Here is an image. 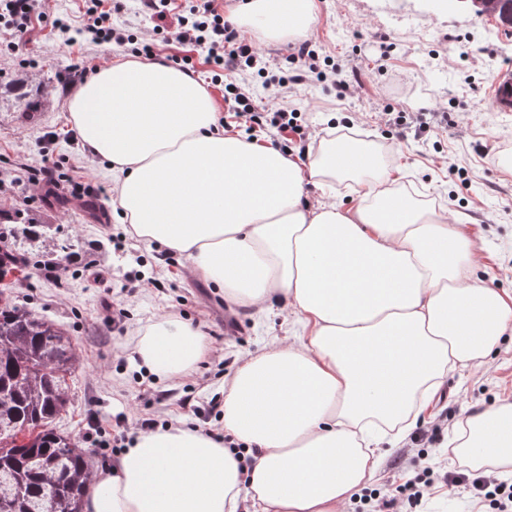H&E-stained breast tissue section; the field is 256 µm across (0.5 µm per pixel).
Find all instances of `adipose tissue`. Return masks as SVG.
I'll list each match as a JSON object with an SVG mask.
<instances>
[{
  "mask_svg": "<svg viewBox=\"0 0 512 512\" xmlns=\"http://www.w3.org/2000/svg\"><path fill=\"white\" fill-rule=\"evenodd\" d=\"M239 0L264 40L306 36L315 0ZM71 128L112 166L131 236L185 255L233 301H281L292 342L269 341L224 382L225 440L178 422L135 434L83 495V512H344L449 370L482 362L512 332V296L473 277L472 241L445 208L408 198L375 155L335 138L306 163L217 124L206 87L159 61L120 57L79 84ZM352 180L355 205L307 198ZM202 332L173 315L136 353L160 381L203 359ZM252 453L241 466L236 446ZM454 454L512 473V402L466 416Z\"/></svg>",
  "mask_w": 512,
  "mask_h": 512,
  "instance_id": "1",
  "label": "adipose tissue"
}]
</instances>
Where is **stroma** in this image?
Returning a JSON list of instances; mask_svg holds the SVG:
<instances>
[{"instance_id": "35a3bbf8", "label": "stroma", "mask_w": 512, "mask_h": 512, "mask_svg": "<svg viewBox=\"0 0 512 512\" xmlns=\"http://www.w3.org/2000/svg\"><path fill=\"white\" fill-rule=\"evenodd\" d=\"M40 10L19 48L0 19V173L36 169L48 157L62 179L55 186L24 183L0 192V205L23 203L39 237L22 239L18 224L0 223V233L17 232L15 248L27 257L29 277L13 286L14 303L61 326L78 358L65 374L68 402L53 426L80 441L90 423H98L102 443L91 449L97 464L104 444L115 434L133 433L136 418L170 422L206 409L243 357L260 352L269 337L288 338L292 329L279 306L260 313L231 303L222 289L193 276L184 256L126 233L112 205L108 163L71 137V89L58 76L70 65L106 66L130 55L132 45H99L82 36L67 41L57 21L79 25L83 0H41ZM113 22L138 42L155 43L158 57L176 51L136 0H128ZM310 38L320 57L359 72L365 83L359 96L341 98L331 84L308 82L273 97L255 73L235 72L229 80L256 90L258 108L301 112L307 144L326 137L332 121L353 124L356 143L374 152L410 195L457 216L476 246L473 273L512 294V168L497 161L512 151V110H495L491 96L494 76L512 69V32L495 18L440 8L433 0H317ZM30 100L42 103L32 121L26 117ZM390 110L410 117L433 113L436 137L401 136L387 120ZM48 264L60 267L62 281L44 275ZM133 269L158 279V286L124 291V275ZM116 311L121 321H113ZM164 314L197 327L209 346L195 371L166 385L139 375L132 361L141 329ZM504 398L512 400V334L487 365L449 373L425 424L431 442L423 446L410 435L384 444L372 488L391 496L423 468L459 470L446 440L463 417ZM422 446L424 459L417 455ZM415 510L492 512L440 482Z\"/></svg>"}]
</instances>
